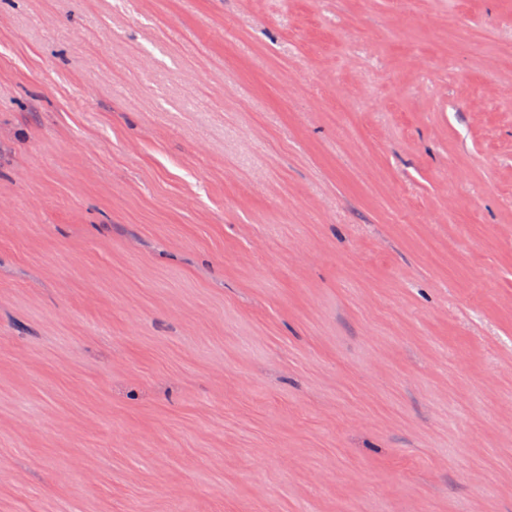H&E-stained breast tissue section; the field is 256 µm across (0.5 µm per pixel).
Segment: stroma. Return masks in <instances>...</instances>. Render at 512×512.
<instances>
[{
	"mask_svg": "<svg viewBox=\"0 0 512 512\" xmlns=\"http://www.w3.org/2000/svg\"><path fill=\"white\" fill-rule=\"evenodd\" d=\"M0 512H512V0H0Z\"/></svg>",
	"mask_w": 512,
	"mask_h": 512,
	"instance_id": "stroma-1",
	"label": "stroma"
}]
</instances>
